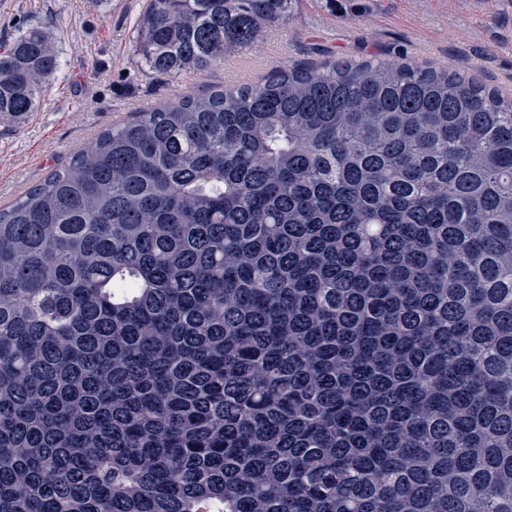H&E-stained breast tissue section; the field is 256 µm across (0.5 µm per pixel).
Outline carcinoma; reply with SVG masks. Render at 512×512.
<instances>
[{"label": "carcinoma", "instance_id": "1", "mask_svg": "<svg viewBox=\"0 0 512 512\" xmlns=\"http://www.w3.org/2000/svg\"><path fill=\"white\" fill-rule=\"evenodd\" d=\"M292 0H149L205 70ZM48 35L0 51L38 109ZM0 512H512V100L368 59L100 134L0 210Z\"/></svg>", "mask_w": 512, "mask_h": 512}]
</instances>
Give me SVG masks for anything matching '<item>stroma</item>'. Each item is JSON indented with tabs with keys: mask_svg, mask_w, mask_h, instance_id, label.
Wrapping results in <instances>:
<instances>
[{
	"mask_svg": "<svg viewBox=\"0 0 512 512\" xmlns=\"http://www.w3.org/2000/svg\"><path fill=\"white\" fill-rule=\"evenodd\" d=\"M147 0H0V50L33 25L47 28L59 68L38 110L0 117V208L66 166L109 126L177 103L186 92L254 83L271 70L396 58L459 71L512 97V13L460 0H296L259 39L203 72L149 74L133 54Z\"/></svg>",
	"mask_w": 512,
	"mask_h": 512,
	"instance_id": "1",
	"label": "stroma"
}]
</instances>
